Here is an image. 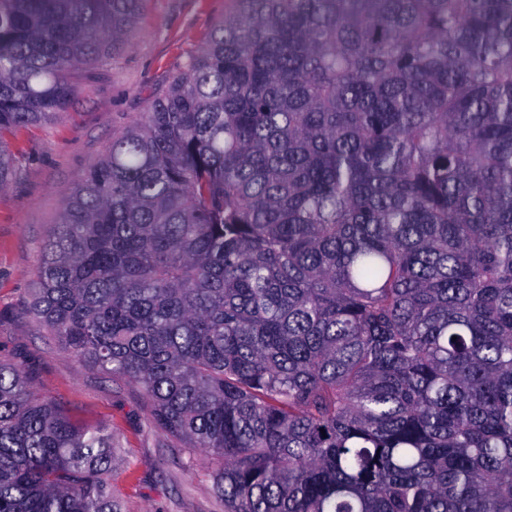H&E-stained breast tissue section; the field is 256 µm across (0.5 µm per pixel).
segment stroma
<instances>
[{
  "mask_svg": "<svg viewBox=\"0 0 512 512\" xmlns=\"http://www.w3.org/2000/svg\"><path fill=\"white\" fill-rule=\"evenodd\" d=\"M229 7V0H142L125 45L86 68V88L72 105L9 139L19 171L0 189V359L72 420L110 425L124 460L113 482L123 512H224L213 488L217 462L156 428L140 386L82 364L24 307L42 244L75 184L167 90Z\"/></svg>",
  "mask_w": 512,
  "mask_h": 512,
  "instance_id": "obj_1",
  "label": "stroma"
}]
</instances>
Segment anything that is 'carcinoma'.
I'll return each instance as SVG.
<instances>
[{
    "mask_svg": "<svg viewBox=\"0 0 512 512\" xmlns=\"http://www.w3.org/2000/svg\"><path fill=\"white\" fill-rule=\"evenodd\" d=\"M142 0H0L8 138ZM67 198L27 311L220 464L224 512H512V0H230ZM0 362V512H122Z\"/></svg>",
    "mask_w": 512,
    "mask_h": 512,
    "instance_id": "cac0c4a2",
    "label": "carcinoma"
}]
</instances>
